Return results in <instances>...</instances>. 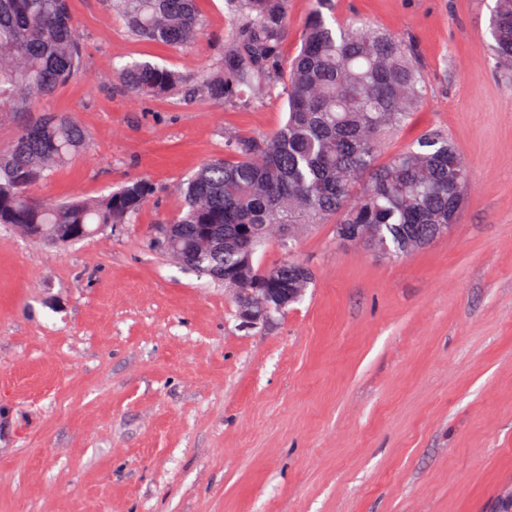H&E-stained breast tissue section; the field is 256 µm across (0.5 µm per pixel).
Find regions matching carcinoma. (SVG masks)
<instances>
[{
	"instance_id": "cac0c4a2",
	"label": "carcinoma",
	"mask_w": 512,
	"mask_h": 512,
	"mask_svg": "<svg viewBox=\"0 0 512 512\" xmlns=\"http://www.w3.org/2000/svg\"><path fill=\"white\" fill-rule=\"evenodd\" d=\"M224 56L192 80L150 62L112 65L121 86L144 96L244 101L284 96L288 116L266 138L231 136L225 155L182 180L181 213L158 230L156 247L171 261L226 288H299L312 272L286 259L270 269L256 253L277 230L289 234L335 220L372 224L373 247L388 258L404 242L428 245L436 225L455 224L470 170L448 137L428 130L379 163L381 142L423 101L426 77L402 39L360 20L328 21L316 0L300 46L283 59L287 0H229ZM129 34L187 48L203 38L195 0H106ZM496 67L512 76V0L491 18ZM85 50L67 0H0V125L14 124L0 147V224L36 244L66 248L98 230L130 222L156 195L145 178L96 199L39 200L40 184L87 145L66 112H36L63 84L84 74ZM239 239L232 250L205 244L209 231Z\"/></svg>"
}]
</instances>
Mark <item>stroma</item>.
<instances>
[{
	"instance_id": "35a3bbf8",
	"label": "stroma",
	"mask_w": 512,
	"mask_h": 512,
	"mask_svg": "<svg viewBox=\"0 0 512 512\" xmlns=\"http://www.w3.org/2000/svg\"><path fill=\"white\" fill-rule=\"evenodd\" d=\"M496 0H327L410 41L427 95L380 161L446 133L471 180L448 236L386 259L321 224L296 239L303 300L243 327L237 303L150 246L182 179L227 135L287 119L142 99L115 56L193 74L224 53L227 0H196L187 49L132 37L104 0H68L87 73L44 109L89 147L34 187L160 190L135 221L64 250L0 226V512H487L512 489V82L489 51Z\"/></svg>"
}]
</instances>
